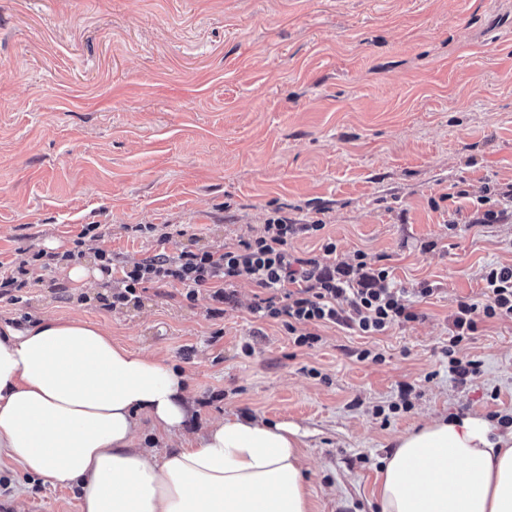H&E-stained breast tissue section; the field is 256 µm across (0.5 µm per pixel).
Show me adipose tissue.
<instances>
[{"instance_id": "obj_1", "label": "adipose tissue", "mask_w": 512, "mask_h": 512, "mask_svg": "<svg viewBox=\"0 0 512 512\" xmlns=\"http://www.w3.org/2000/svg\"><path fill=\"white\" fill-rule=\"evenodd\" d=\"M186 374L113 342L98 325L42 318L0 327V460L71 488L81 512H311L285 422L231 414L186 431ZM150 421L164 451L144 444ZM378 512H512V431L475 415L399 434Z\"/></svg>"}]
</instances>
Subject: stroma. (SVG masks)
Masks as SVG:
<instances>
[{"mask_svg":"<svg viewBox=\"0 0 512 512\" xmlns=\"http://www.w3.org/2000/svg\"><path fill=\"white\" fill-rule=\"evenodd\" d=\"M508 71L512 0H0L1 264L76 250L87 224L120 261L233 248L277 210L323 224L289 240L296 256L330 240L329 263L362 252L397 287H437L420 321L378 336L328 324L308 348L253 318L248 282L219 317L171 285L110 309V287L78 292L57 267L0 298V324H98L184 371L196 424L248 414L305 431L311 512H376L397 435L512 416V320L479 319L467 386L445 353L457 300L483 301L485 267L512 265V206L484 224L479 203L512 190ZM405 385L411 409L382 424L375 407ZM0 478V512L16 491L23 512H80L74 491L11 463Z\"/></svg>","mask_w":512,"mask_h":512,"instance_id":"stroma-1","label":"stroma"}]
</instances>
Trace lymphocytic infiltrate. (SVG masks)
<instances>
[{"label":"lymphocytic infiltrate","mask_w":512,"mask_h":512,"mask_svg":"<svg viewBox=\"0 0 512 512\" xmlns=\"http://www.w3.org/2000/svg\"><path fill=\"white\" fill-rule=\"evenodd\" d=\"M321 229L318 222L292 224L286 217L274 215L259 235L240 240L236 248L223 252L185 248L121 266L106 249L98 250L96 258L100 270L114 278L112 304L116 307L140 303L148 284L180 286L183 297L190 301L205 292L212 301L233 306L237 283L250 281L263 291L251 312L280 322L299 347L317 344V328L327 323L362 336H376L393 326L421 320L414 300L433 295L432 285L424 283L413 290L394 287L389 268L369 267L362 253L355 264L331 267L318 258L289 252L290 238L314 235ZM75 257L72 251L41 250L15 267L0 269V297L24 287L31 266L45 270ZM483 279L484 302L458 301L448 333V372L462 386L472 381L480 367L479 361L460 354L461 344L477 330L476 314L512 319V267L488 266Z\"/></svg>","instance_id":"lymphocytic-infiltrate-1"}]
</instances>
